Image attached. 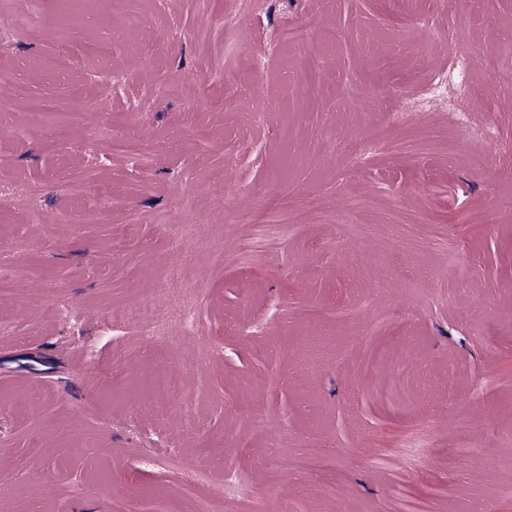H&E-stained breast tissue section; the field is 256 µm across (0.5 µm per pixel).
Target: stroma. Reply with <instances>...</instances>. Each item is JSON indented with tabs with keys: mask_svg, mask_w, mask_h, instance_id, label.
<instances>
[{
	"mask_svg": "<svg viewBox=\"0 0 512 512\" xmlns=\"http://www.w3.org/2000/svg\"><path fill=\"white\" fill-rule=\"evenodd\" d=\"M223 2L243 47L208 26L211 0H151L156 27L107 0H83L91 22L71 27L57 0H0V184L46 189L37 221L0 194L15 289L0 360L47 361L31 383L0 376V512L150 499L170 477L139 451L177 444L214 482L248 476L266 512H512V0H270L260 16ZM286 21L330 51L319 105L293 95L272 129L247 115L303 65L277 50ZM450 26L465 39L440 44ZM107 29L111 58L83 56ZM453 57L473 66L470 112H421L371 152H340ZM33 96L69 128L57 152L43 149L56 125L26 122ZM118 131L146 162L108 153ZM73 181L112 196L72 197ZM269 195L286 227L251 223ZM128 299L196 308L200 326L140 339L106 316ZM340 305L357 317L337 323ZM388 306L409 320L377 361L370 326ZM158 366L182 372L181 393L144 391ZM326 482L336 497L315 493Z\"/></svg>",
	"mask_w": 512,
	"mask_h": 512,
	"instance_id": "35a3bbf8",
	"label": "stroma"
}]
</instances>
